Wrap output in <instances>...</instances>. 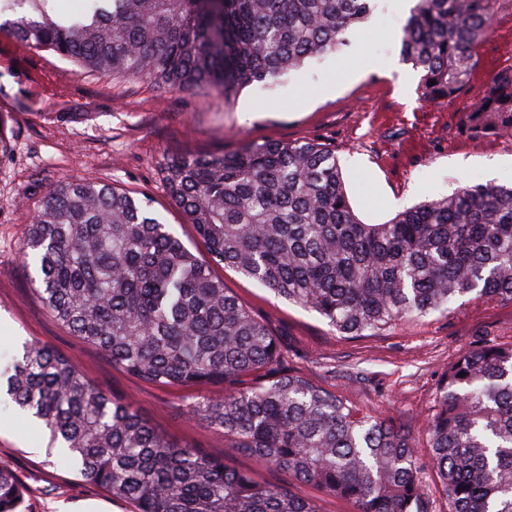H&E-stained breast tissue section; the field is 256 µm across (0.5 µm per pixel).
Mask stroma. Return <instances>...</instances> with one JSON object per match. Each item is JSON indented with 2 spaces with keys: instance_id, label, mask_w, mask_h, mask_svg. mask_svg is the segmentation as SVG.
I'll use <instances>...</instances> for the list:
<instances>
[{
  "instance_id": "obj_1",
  "label": "stroma",
  "mask_w": 512,
  "mask_h": 512,
  "mask_svg": "<svg viewBox=\"0 0 512 512\" xmlns=\"http://www.w3.org/2000/svg\"><path fill=\"white\" fill-rule=\"evenodd\" d=\"M408 16L400 0H374L340 52L227 100L88 72L0 29V118L11 141L0 162V356L27 341L55 348L95 385L130 400L162 434L262 482H281L283 472L225 447L223 433L187 413V402L215 396L214 388L147 384L71 336L35 292V272L23 264L18 243L52 187L83 179L151 197L162 222L197 250L192 226L166 191L164 167L185 154H221L249 141H317L335 149L351 205L368 223L466 183H512V136L475 139L461 126L489 75L512 65V0H504L491 37L477 48L470 86L445 105L421 101V74L401 60ZM216 274L287 346L289 366L374 416L421 423L461 350L482 337L512 338V303L464 297L449 313L349 340L316 312L233 270ZM46 439L14 412H0V466L25 484V512H134L130 502L52 464Z\"/></svg>"
}]
</instances>
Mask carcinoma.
Returning a JSON list of instances; mask_svg holds the SVG:
<instances>
[{
	"label": "carcinoma",
	"mask_w": 512,
	"mask_h": 512,
	"mask_svg": "<svg viewBox=\"0 0 512 512\" xmlns=\"http://www.w3.org/2000/svg\"><path fill=\"white\" fill-rule=\"evenodd\" d=\"M55 2L0 0V27L91 71L226 99L339 50L372 10V0H87L74 16ZM501 2L416 0L401 51L421 73V100L443 105L469 86ZM462 125L475 138L512 135V65L490 77ZM165 186L206 259L161 223L149 198L74 179L49 190L20 240L36 292L71 335L129 375L221 387L188 403L191 415L289 481L260 482L161 434L38 342L0 367V406L48 430L60 461L136 512H318L293 480L353 512H428L410 427L289 369L287 348L214 267L318 313L349 339L446 313L466 296L512 302V184L468 183L366 224L334 150L269 140L176 158ZM424 436L449 512H512V341L460 353ZM24 497L18 475L0 468V512H21Z\"/></svg>",
	"instance_id": "obj_1"
}]
</instances>
